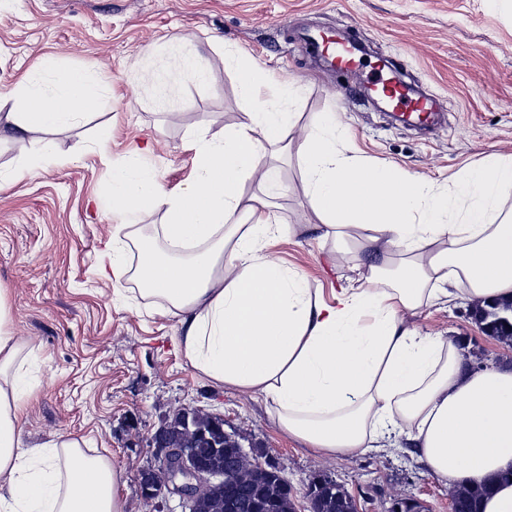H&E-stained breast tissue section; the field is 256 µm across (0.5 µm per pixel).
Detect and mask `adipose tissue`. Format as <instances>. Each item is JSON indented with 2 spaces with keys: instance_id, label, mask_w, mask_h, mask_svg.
I'll return each mask as SVG.
<instances>
[{
  "instance_id": "1",
  "label": "adipose tissue",
  "mask_w": 512,
  "mask_h": 512,
  "mask_svg": "<svg viewBox=\"0 0 512 512\" xmlns=\"http://www.w3.org/2000/svg\"><path fill=\"white\" fill-rule=\"evenodd\" d=\"M237 70L242 120L223 137L193 133L194 176L164 191L138 162L112 166L104 204L118 215L99 274L130 275L158 315L176 318L189 364L213 384L261 396L279 426L330 456L356 457L405 436L445 486L487 482L480 512H512V367L471 372L452 338L424 334L407 316L465 294L482 305L512 298V156L459 170L447 192L386 164L344 155L335 113L298 147L319 221L306 232L333 252L353 254L355 287L325 302L306 277L267 251L288 232L271 201L282 189L270 148L291 142L294 83L274 84L244 55ZM16 141L55 132L94 106L99 92L74 70L51 87L24 78ZM259 192L245 198L246 184ZM159 211L157 233L140 218ZM243 223H233L234 215ZM35 346L12 334L0 290V512H125L122 476L83 441L57 434L26 447L22 416L37 389Z\"/></svg>"
}]
</instances>
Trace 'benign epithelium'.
<instances>
[{"label":"benign epithelium","instance_id":"1","mask_svg":"<svg viewBox=\"0 0 512 512\" xmlns=\"http://www.w3.org/2000/svg\"><path fill=\"white\" fill-rule=\"evenodd\" d=\"M149 444L161 464L144 468L138 473L137 482L147 502L167 492L179 496L181 512H196L202 489L219 484L225 487L233 507L241 512L252 507L249 491L233 482L234 458H224L222 469L206 467L197 450L175 446L161 427L151 435Z\"/></svg>","mask_w":512,"mask_h":512}]
</instances>
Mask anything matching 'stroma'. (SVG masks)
<instances>
[{
  "label": "stroma",
  "instance_id": "obj_1",
  "mask_svg": "<svg viewBox=\"0 0 512 512\" xmlns=\"http://www.w3.org/2000/svg\"><path fill=\"white\" fill-rule=\"evenodd\" d=\"M313 28L362 43L370 61H390L422 86L444 114L432 133L392 121L366 91L367 70L323 69L300 32ZM198 47L208 78H185L165 43ZM240 51L278 81H294L301 133L316 134L320 113L348 129L347 155L390 163L447 188L461 167L493 153L512 154V0H0V117L21 109L18 83L86 71L100 98L80 122L52 135L0 141V288L11 328L38 346L40 384L24 415L26 446L57 434L88 439L123 474L125 512H176L178 500L142 497L138 472L157 465L148 440L182 407L223 418L260 464L278 467L296 512H309L313 479L328 475L358 512H392L397 500L419 512H450V491L416 458L405 438L355 458L329 457L288 435L262 397L240 396L194 370L177 342L176 319L154 314L128 277L99 279L100 250L116 219L104 198L112 163L135 159L154 168L163 190L192 179L193 132L220 137L242 118L238 74L224 54ZM170 75L177 97L163 106L148 72ZM112 140L99 150V128ZM52 139L56 158L20 176L23 155ZM284 190L272 210L283 224H314L296 145L280 152ZM269 253L305 273L331 301L357 279L347 261L309 234L280 236ZM473 305L459 296L425 306L410 321L421 332L454 338L466 368L512 361V345L490 337Z\"/></svg>",
  "mask_w": 512,
  "mask_h": 512
}]
</instances>
